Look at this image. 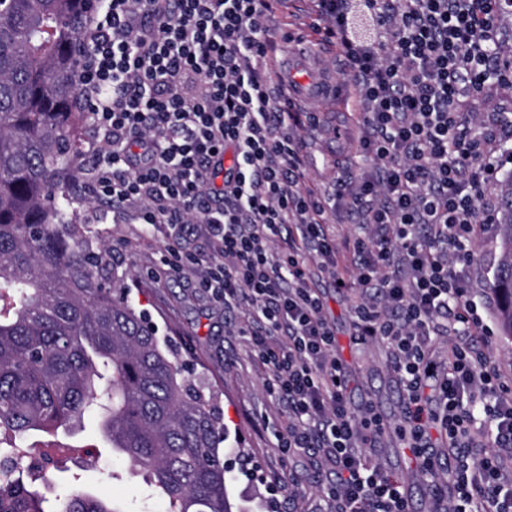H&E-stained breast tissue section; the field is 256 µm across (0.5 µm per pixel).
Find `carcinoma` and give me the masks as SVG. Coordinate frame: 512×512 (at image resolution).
<instances>
[{"mask_svg":"<svg viewBox=\"0 0 512 512\" xmlns=\"http://www.w3.org/2000/svg\"><path fill=\"white\" fill-rule=\"evenodd\" d=\"M88 2L0 0V512H126L85 492L50 504L53 477L22 467L30 436L91 412L165 512H234L223 419L75 219ZM498 200L492 290L512 336V177Z\"/></svg>","mask_w":512,"mask_h":512,"instance_id":"carcinoma-1","label":"carcinoma"}]
</instances>
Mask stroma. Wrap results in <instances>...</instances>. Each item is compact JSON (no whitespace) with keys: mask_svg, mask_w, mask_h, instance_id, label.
Returning <instances> with one entry per match:
<instances>
[{"mask_svg":"<svg viewBox=\"0 0 512 512\" xmlns=\"http://www.w3.org/2000/svg\"><path fill=\"white\" fill-rule=\"evenodd\" d=\"M316 0H287L270 17L274 34L291 33L292 43L279 44L276 60H283L304 47H313L312 64L328 82V89L343 101L342 110L330 103L312 102L307 111L318 122L305 133L309 156L307 181L319 191H332L337 181L356 182L366 167L355 137L363 133V114L355 104L344 61L334 44L325 42L318 27ZM80 215L101 240L121 256L129 275L125 280L130 297L152 317L160 334L177 342L192 374L203 375L217 393L228 428V444L237 448L253 468L252 478L233 483L231 496L241 512H314L319 505L317 487L322 477L304 455L284 456L278 447L283 418L265 389L264 372L248 355L247 343L238 336L239 316L225 311L197 288L191 275H166L162 261L167 246L149 236L132 215L113 218L112 205L76 189ZM470 267L473 288L489 287L500 254L496 229L472 246ZM314 284L321 289L325 306L336 326L337 351L350 370L349 390L353 407L372 402L387 419L398 421L402 392L387 363L381 341L357 342L351 333L350 306L356 289L336 290L328 273L310 265ZM96 463H89L83 450L62 453L51 464L56 490L79 489L122 503L127 512H140L144 486L131 475L128 464L113 456L106 443L95 449ZM372 460L402 477L419 512H427L431 494L419 477L409 448L395 429H388Z\"/></svg>","mask_w":512,"mask_h":512,"instance_id":"stroma-1","label":"stroma"}]
</instances>
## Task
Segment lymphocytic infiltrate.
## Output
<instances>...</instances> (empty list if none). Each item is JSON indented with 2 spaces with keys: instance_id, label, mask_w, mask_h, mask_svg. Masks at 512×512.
Here are the masks:
<instances>
[{
  "instance_id": "obj_1",
  "label": "lymphocytic infiltrate",
  "mask_w": 512,
  "mask_h": 512,
  "mask_svg": "<svg viewBox=\"0 0 512 512\" xmlns=\"http://www.w3.org/2000/svg\"><path fill=\"white\" fill-rule=\"evenodd\" d=\"M274 0H100L78 82L108 160L94 197L134 207L174 241L166 271L238 310L239 335L265 370L286 420L280 448L327 469V512H408L402 482L364 450L389 427L352 411L336 328L309 263L344 280L326 202L305 181L302 113L269 77ZM507 0H319L365 118L371 163L337 182L336 202L366 228L349 250L361 298L354 335L386 345L405 392L398 433L418 470L441 479L433 512H512V386L490 365L488 303L467 271L472 244L498 219L497 173L512 140V56L498 55ZM232 165H225V154ZM204 235L208 253L192 249ZM450 337L433 376L428 351ZM485 421L494 450L472 457ZM448 449L438 469L434 448Z\"/></svg>"
}]
</instances>
